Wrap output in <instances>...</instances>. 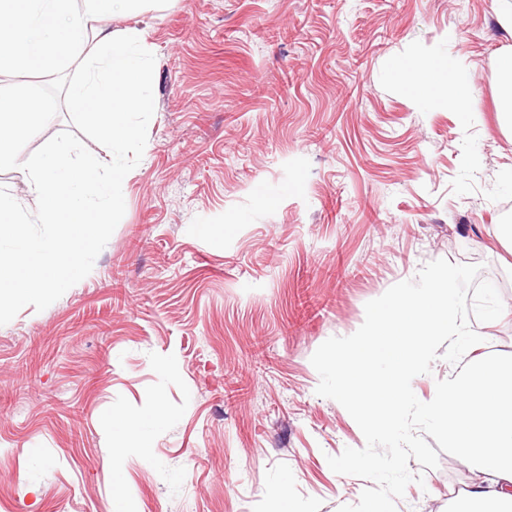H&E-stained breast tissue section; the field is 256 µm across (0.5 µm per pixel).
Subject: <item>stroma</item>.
Here are the masks:
<instances>
[{
    "label": "stroma",
    "instance_id": "35a3bbf8",
    "mask_svg": "<svg viewBox=\"0 0 512 512\" xmlns=\"http://www.w3.org/2000/svg\"><path fill=\"white\" fill-rule=\"evenodd\" d=\"M109 23L142 31L155 111L91 273L0 326V512H113L104 418L159 397L168 422L125 460L134 512H262L282 484L298 512L358 503L372 480L327 458L365 438L310 358L436 259L507 275L512 306V32L493 0H169ZM450 53L460 111L397 73ZM473 329L512 358V316ZM464 361L438 341L418 399ZM409 468L397 512L466 501L456 456ZM500 79L497 85L499 102L512 122V51H505L500 59Z\"/></svg>",
    "mask_w": 512,
    "mask_h": 512
}]
</instances>
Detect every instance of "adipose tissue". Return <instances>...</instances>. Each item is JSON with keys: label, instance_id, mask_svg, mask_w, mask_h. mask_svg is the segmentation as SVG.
Masks as SVG:
<instances>
[{"label": "adipose tissue", "instance_id": "1", "mask_svg": "<svg viewBox=\"0 0 512 512\" xmlns=\"http://www.w3.org/2000/svg\"><path fill=\"white\" fill-rule=\"evenodd\" d=\"M401 71L420 95L441 94L456 109L472 94L463 65L452 55L410 61ZM453 279L451 271L438 272L426 288L376 306L363 334L337 354L336 395L369 433L400 420L410 382L432 361L438 339L458 342L470 336ZM466 357L421 413L476 477L472 512H512V361L471 351ZM168 416L158 399L145 412L106 417L114 460H121L127 449L149 448Z\"/></svg>", "mask_w": 512, "mask_h": 512}]
</instances>
